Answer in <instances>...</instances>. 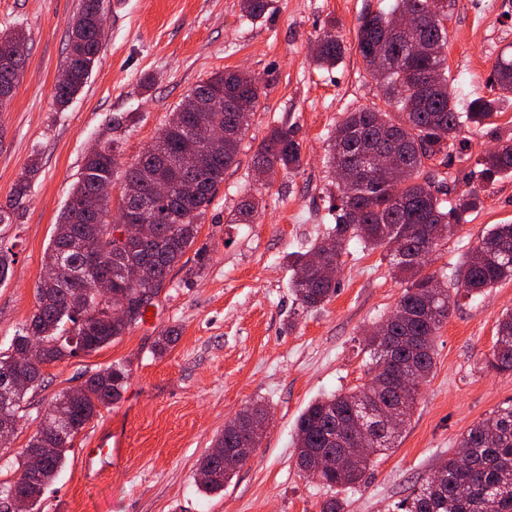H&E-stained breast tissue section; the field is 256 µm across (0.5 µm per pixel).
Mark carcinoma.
I'll list each match as a JSON object with an SVG mask.
<instances>
[{"instance_id":"obj_1","label":"carcinoma","mask_w":512,"mask_h":512,"mask_svg":"<svg viewBox=\"0 0 512 512\" xmlns=\"http://www.w3.org/2000/svg\"><path fill=\"white\" fill-rule=\"evenodd\" d=\"M245 16L263 17L269 0H240ZM412 17L413 25L377 59L383 35L400 16ZM448 0H395L387 11H367L359 18L356 51L379 88L382 99L396 108L392 114L370 106L349 113L330 136L329 167L336 177V220L329 240L335 250L321 241L305 252L288 255L293 271L290 288L306 308H316L336 293V282L320 274L318 259L340 264L343 246L356 239L366 247L390 248V263L405 288L395 309L380 325L369 331L364 342L375 368L362 387L318 398L301 413L296 423V463L307 477L330 490H347L364 479L372 456L395 448L398 436L414 414L421 386L429 381L434 367V337L448 319L452 304L446 288H433V275L422 274V264L413 256L433 252L465 221V216L483 205L482 188H473L457 198L450 197L448 156L459 143L462 127L475 129L497 111L499 103L512 97V56L503 53L489 77L495 96L477 97L467 110L457 109L456 92L448 77ZM104 37L102 0H81L80 10L69 35L63 68L66 84L54 85L53 97L66 107L82 89L102 48ZM412 40L425 41L432 51L414 57L407 53ZM345 46L331 22L315 37L314 65L336 67ZM27 56L24 34L0 31V109L8 106L20 79ZM265 78L247 71L217 72L199 82L169 114L154 146L122 174L118 210L136 218L139 237L133 241L116 236L110 196L100 192L102 184L117 176L119 145L135 120L133 112L112 116L107 137L99 149L85 159L77 181L44 254L45 271L53 276L40 279L35 291V311L19 330L13 345L27 346L34 340L43 344L44 360L28 366L37 387L42 369L73 357L69 344L80 337V353L90 355L144 322L153 299L164 288L170 270L180 264L186 278L206 264V252L195 251L193 266L182 262L197 238L199 221L224 182V172L239 163L248 134L250 117H241L235 107L243 98L259 109L260 87ZM228 131L223 139L206 141L211 128ZM372 149L395 154L398 167L386 175L361 168V156ZM198 155L195 167L184 171L161 165L159 158ZM258 175L272 178L279 171L288 174L302 165L300 145L292 131L270 128L252 155ZM478 173L493 183L512 173V140L484 153L476 161ZM37 171L32 162L15 184L10 203L0 206V224L12 216L28 195ZM172 184L167 199L152 200L154 183ZM255 195L245 197L233 214L236 224H251L258 214ZM94 237L100 247L99 269L112 275V304L89 296L75 309L69 293L81 287L79 273L83 255L75 242ZM479 244L492 253L478 260L467 257L455 275V294L476 296L488 288L512 279V224H496L482 235ZM154 267L155 281L142 282L137 265ZM178 338L168 328L155 343V354H164ZM487 366L498 372H512V311L496 325L495 341ZM412 377L402 394L400 374ZM130 364L116 361L90 375L76 389L55 396L30 438L46 449L44 463L33 476L25 475L24 459L17 463V478L0 484V504L16 491L37 505L46 487L61 471L73 440L97 415L100 408L120 400L130 378ZM267 424L262 404L244 407L224 425L213 451L204 455L198 471L209 472L199 481L205 493H220L242 466L250 448H257ZM369 441L372 453L359 455V441ZM459 451L439 462L432 476L421 482L398 503L400 512H512V404L505 403L461 435Z\"/></svg>"}]
</instances>
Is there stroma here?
Here are the masks:
<instances>
[{
	"label": "stroma",
	"mask_w": 512,
	"mask_h": 512,
	"mask_svg": "<svg viewBox=\"0 0 512 512\" xmlns=\"http://www.w3.org/2000/svg\"><path fill=\"white\" fill-rule=\"evenodd\" d=\"M394 0H273L263 18L243 19L239 0H104L100 57L81 92L59 108L53 87L80 0H0V30L19 29L29 55L14 96L0 109V204L31 158L39 170L0 242L14 263L0 283V351L35 308L44 253L85 157L109 118L134 112L119 163L128 166L152 143L170 112L201 80L227 69L266 78L247 144L274 126L293 129L299 172H278L261 193L251 224L229 218L254 182L249 154L224 174L203 216L196 247L208 261L186 277L173 269L154 300L150 322L102 350L47 366L30 391L10 447L0 449V484L51 398L117 360L131 364L119 402L101 409L76 438L68 461L38 512H320L331 492L296 465L295 423L314 399L362 386L370 378L365 329L396 306L404 284L386 248L347 245L337 291L321 307L302 308L289 288L287 255L307 250L335 224L334 178L326 165L329 134L347 113L382 105L354 48L360 16ZM335 20L346 52L336 68H316L309 41ZM448 75L459 108L490 93L498 57L512 52V0H455L447 21ZM471 159L512 139V102L482 128H462ZM512 222V175L487 188L483 206L433 252L425 273L454 276L489 227ZM512 309V280L460 299L435 338L436 369L422 386L396 447L375 457L367 480L343 491L346 512H397L396 505L457 445L462 432L512 400V373L487 367L495 325ZM174 327L177 341L161 357L154 341ZM252 402L269 425L252 459L224 492L203 496L199 459L225 423ZM126 447L116 469L85 478L81 451L104 432Z\"/></svg>",
	"instance_id": "1"
}]
</instances>
